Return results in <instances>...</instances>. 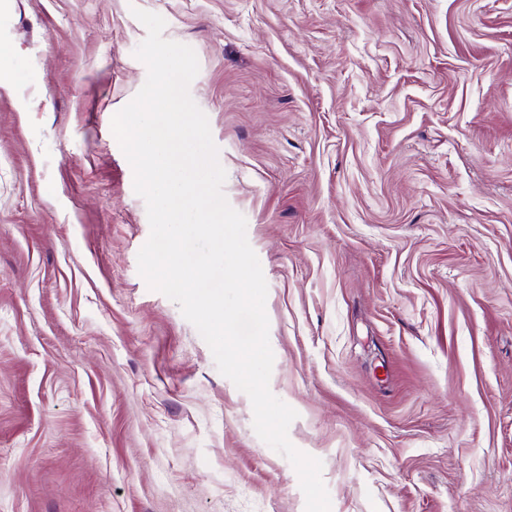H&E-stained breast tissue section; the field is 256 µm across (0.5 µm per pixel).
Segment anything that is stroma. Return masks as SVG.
<instances>
[{
    "instance_id": "obj_1",
    "label": "stroma",
    "mask_w": 512,
    "mask_h": 512,
    "mask_svg": "<svg viewBox=\"0 0 512 512\" xmlns=\"http://www.w3.org/2000/svg\"><path fill=\"white\" fill-rule=\"evenodd\" d=\"M161 15L331 512H512V0H0V512H305L137 255Z\"/></svg>"
}]
</instances>
